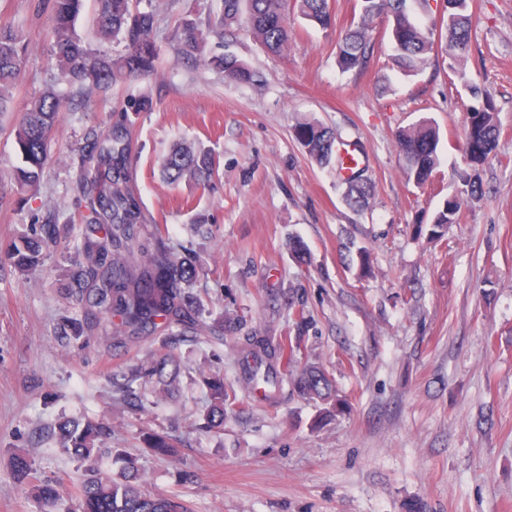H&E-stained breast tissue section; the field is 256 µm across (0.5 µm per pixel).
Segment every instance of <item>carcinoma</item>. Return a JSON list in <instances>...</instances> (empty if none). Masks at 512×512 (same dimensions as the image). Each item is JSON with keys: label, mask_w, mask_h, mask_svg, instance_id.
<instances>
[{"label": "carcinoma", "mask_w": 512, "mask_h": 512, "mask_svg": "<svg viewBox=\"0 0 512 512\" xmlns=\"http://www.w3.org/2000/svg\"><path fill=\"white\" fill-rule=\"evenodd\" d=\"M85 0H55V15L49 37L52 60L62 78L77 86L76 97L65 99L46 92L31 99L19 121L11 126L21 158L13 169L16 191H39L43 170L53 161L50 140L60 112L71 110L76 99L95 89L108 88L126 79L157 72L159 48L154 14L139 9L140 0H95L96 32L101 44H123L118 55L85 44L76 33L75 21ZM358 19L346 34L337 52L344 72L364 69L377 43L375 20L382 14L391 18L389 41L391 62L406 76L429 64L436 43L435 32L444 39L445 51L453 60L464 59L472 35L470 0H446L445 11L435 29L416 17V11L430 10L429 0H358ZM296 15L324 29L333 22L328 0H221L219 11L205 22L184 18L169 33L168 40L178 58L199 61L219 69L241 84L260 80V75L235 55H212L207 51V36L224 38L242 29L264 50L279 54L288 47L292 29L290 16ZM27 46L22 35L10 27H0V116L12 109L14 92L23 73ZM150 94L130 98L110 113L105 128L92 126L84 134L71 164L75 170V189L85 213L80 215L86 229L78 247L76 270L62 284L63 295L85 309V326L96 329L99 314L111 316L107 324L112 336H140L159 330L168 339L198 335L200 326L193 317L194 301L185 291L197 274L200 260L176 257L165 241L162 229L143 207L133 172L135 138L133 117L153 109ZM501 134L497 113L488 101L466 110L462 151L475 170L467 178L466 189L448 199L433 217L431 236L440 237L444 228L460 217L462 206L484 194L476 170L496 155ZM299 137L309 158L318 165L338 159V133L317 121L299 127ZM396 140L404 160L407 178L425 186L439 163V130L428 120L399 129ZM217 171L214 156L201 147L176 143L161 164L163 180L170 185L183 181L206 185ZM345 203L362 210L369 205L372 179L363 174L344 181ZM60 214L49 210L33 235L22 236L10 245L8 261L22 272H32L42 263L43 251L57 243ZM256 362L248 371V385L275 386L273 372H260L262 361H278L283 371L294 363V346L274 345L269 336H251ZM180 364L170 354L152 358L131 370L127 383L118 386L123 399L145 409V394L132 383L143 379L159 385L165 392L174 386ZM302 398L321 403L320 417L327 418L340 405L336 387L328 373L307 365L291 380ZM208 427H220L237 413V390L216 379L209 382ZM62 449L81 462L77 486L79 512H187L175 494H152L138 481L134 459H125L120 482L100 469L99 458L111 435L110 423L89 420L83 424L63 421L58 424ZM62 483L44 482L32 491L45 501H56L64 492Z\"/></svg>", "instance_id": "carcinoma-1"}]
</instances>
